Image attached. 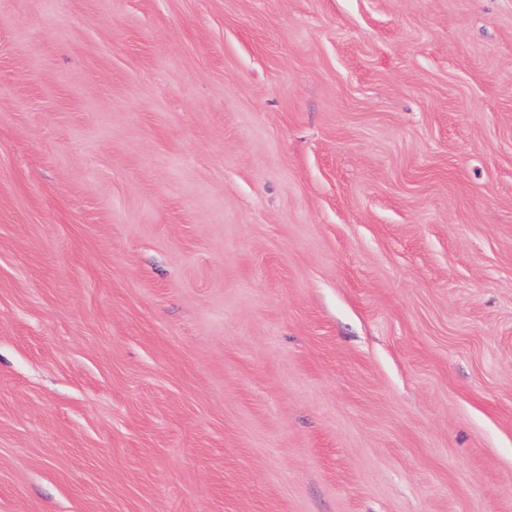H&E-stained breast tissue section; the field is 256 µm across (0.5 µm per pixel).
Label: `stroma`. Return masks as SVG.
I'll list each match as a JSON object with an SVG mask.
<instances>
[{
  "label": "stroma",
  "mask_w": 512,
  "mask_h": 512,
  "mask_svg": "<svg viewBox=\"0 0 512 512\" xmlns=\"http://www.w3.org/2000/svg\"><path fill=\"white\" fill-rule=\"evenodd\" d=\"M0 512H512V0H0Z\"/></svg>",
  "instance_id": "1"
}]
</instances>
